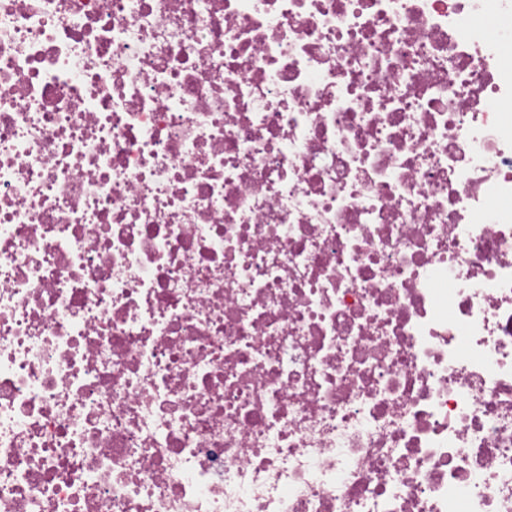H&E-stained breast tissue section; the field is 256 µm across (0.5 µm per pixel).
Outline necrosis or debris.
<instances>
[{"label":"necrosis or debris","mask_w":512,"mask_h":512,"mask_svg":"<svg viewBox=\"0 0 512 512\" xmlns=\"http://www.w3.org/2000/svg\"><path fill=\"white\" fill-rule=\"evenodd\" d=\"M0 512H512V0H0Z\"/></svg>","instance_id":"1"}]
</instances>
